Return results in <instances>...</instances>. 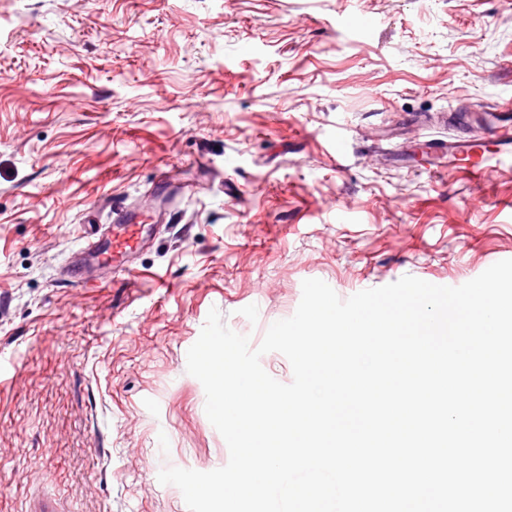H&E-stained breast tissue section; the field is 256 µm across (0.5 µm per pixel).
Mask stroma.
<instances>
[{
    "mask_svg": "<svg viewBox=\"0 0 512 512\" xmlns=\"http://www.w3.org/2000/svg\"><path fill=\"white\" fill-rule=\"evenodd\" d=\"M510 94L512 0H0V512H188L160 470L229 460L186 370L211 308L255 347L304 280L512 259V166L427 146ZM164 171L132 267L65 278Z\"/></svg>",
    "mask_w": 512,
    "mask_h": 512,
    "instance_id": "obj_1",
    "label": "stroma"
}]
</instances>
